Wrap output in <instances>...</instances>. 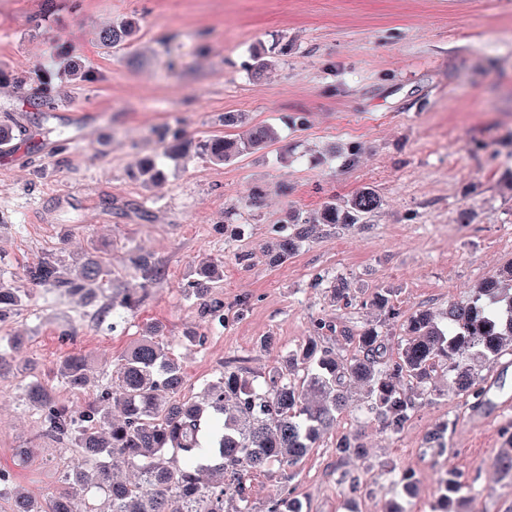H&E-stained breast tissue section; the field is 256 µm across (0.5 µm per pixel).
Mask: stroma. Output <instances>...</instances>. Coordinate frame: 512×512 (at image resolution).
Here are the masks:
<instances>
[{
    "instance_id": "obj_1",
    "label": "stroma",
    "mask_w": 512,
    "mask_h": 512,
    "mask_svg": "<svg viewBox=\"0 0 512 512\" xmlns=\"http://www.w3.org/2000/svg\"><path fill=\"white\" fill-rule=\"evenodd\" d=\"M120 20L138 25L133 51L98 41ZM263 52L274 63L257 77ZM228 112L247 123L225 126ZM0 124L15 135L0 155V272L22 274L49 254L112 265L92 303L31 284L0 322V344L21 337L19 357L35 366L31 376L0 372V472L43 500L72 455L43 436L21 393L35 376L59 401L83 405L56 384L64 357L85 356L111 385L153 323L191 399L227 368L268 374L311 338L353 357L356 342L335 332L358 334L379 291L402 317L439 311L469 302L512 263V0H0ZM255 125L275 127L278 142L221 165L164 158L161 179L139 177L162 134L239 139ZM366 188L382 200L366 225H319L272 263L295 216ZM252 193L260 207L241 209ZM135 252L159 268L152 283L132 269ZM209 264L221 271L211 290L224 305L220 326L185 293ZM337 277L349 302L331 293ZM437 386L441 395L395 435L367 412L341 414L288 474L250 477L249 512H267L284 490L306 512H383L404 471L419 482L407 512H432L448 465L474 483L467 512H512V480L490 468L512 404L475 407L445 393V379ZM440 426L443 452L425 442ZM340 434L361 435L367 448L348 467L354 490L340 479Z\"/></svg>"
}]
</instances>
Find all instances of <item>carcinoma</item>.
Here are the masks:
<instances>
[{"label": "carcinoma", "instance_id": "carcinoma-1", "mask_svg": "<svg viewBox=\"0 0 512 512\" xmlns=\"http://www.w3.org/2000/svg\"><path fill=\"white\" fill-rule=\"evenodd\" d=\"M137 26L121 21L100 34L107 49L134 46ZM278 140L269 126L254 129L243 140L203 138L190 145L175 144L165 154L174 159L194 153L222 164L262 144ZM381 205L372 190L351 199L328 200L295 232L280 240L277 258L287 256L314 237L319 224H364ZM111 269L103 257L88 256L66 263L48 255L24 270L23 279L51 291L90 294L110 281ZM512 264L486 278L476 298L451 303L448 310H420L405 320L397 358H388L385 337L371 323L356 337L359 355L347 362L331 347L310 340L301 352H288L284 368L254 383L240 370H225L205 388L202 403L184 401L186 379L174 351L148 330L121 359L115 387L97 389L88 363L71 355L57 366L60 384L72 392L98 390L82 407L58 401L53 387L39 381L22 391L28 410L40 415L44 435L67 443L73 466L63 472V486L52 499L42 501L27 493H7L10 512H248V477L273 469L296 466L313 444L336 429L337 415L364 403L385 433H397L410 420L419 401L430 395L438 371L448 374V387L458 397L482 403L484 369L512 355ZM186 292L203 301L202 311L224 325L221 307L207 300L208 287L188 283ZM28 291L12 275L0 274V320L22 306ZM373 307L384 320L399 312L382 294ZM20 342L13 338L0 346V369L31 373L34 367L16 362ZM121 407L112 414L111 402ZM360 437L336 439V457L361 455ZM494 472L512 478V443L493 460ZM400 497L386 503L384 512H406L403 499L414 495L415 478H398ZM437 512H463L465 493L471 490L454 470L440 479Z\"/></svg>", "mask_w": 512, "mask_h": 512}]
</instances>
